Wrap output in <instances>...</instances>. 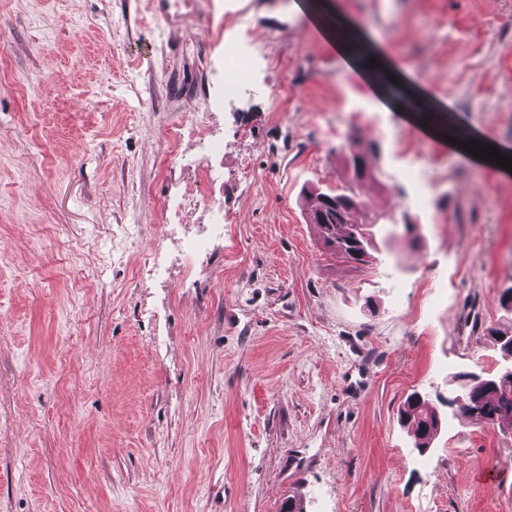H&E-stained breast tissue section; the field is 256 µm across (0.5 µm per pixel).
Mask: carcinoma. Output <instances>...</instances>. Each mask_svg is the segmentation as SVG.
Wrapping results in <instances>:
<instances>
[{"instance_id": "obj_1", "label": "carcinoma", "mask_w": 512, "mask_h": 512, "mask_svg": "<svg viewBox=\"0 0 512 512\" xmlns=\"http://www.w3.org/2000/svg\"><path fill=\"white\" fill-rule=\"evenodd\" d=\"M336 197L347 201L346 209L337 220L321 223L318 215L325 208L324 199ZM305 203L308 221L313 224L325 252L345 262L367 263L376 250L375 238L390 239L395 235L392 227L396 222L386 223L382 215L370 211L359 194V183L350 176L345 178L341 189L335 192L315 190L305 197ZM361 212L363 221H352V214ZM480 392L487 424L494 425L503 419L512 421V383L489 380L480 384ZM400 416L413 427L414 447L430 446L440 430V417L419 394L408 396Z\"/></svg>"}]
</instances>
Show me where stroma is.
Masks as SVG:
<instances>
[{
	"instance_id": "1",
	"label": "stroma",
	"mask_w": 512,
	"mask_h": 512,
	"mask_svg": "<svg viewBox=\"0 0 512 512\" xmlns=\"http://www.w3.org/2000/svg\"><path fill=\"white\" fill-rule=\"evenodd\" d=\"M314 2L0 0V512H512V427L448 404L512 335V175L383 108ZM326 2L512 148V0ZM353 141L362 198L416 225L358 268L302 205ZM224 64L227 73L224 78V100H238L244 90L251 71V60L243 53L238 43L224 41ZM400 416L403 420L411 423L413 427L414 448L416 450L418 448L423 451V454H426L429 448L425 447H430L433 437L441 428L439 415L419 394L414 393L406 399ZM423 437L424 441L419 443Z\"/></svg>"
}]
</instances>
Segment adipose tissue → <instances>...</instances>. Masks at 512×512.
Listing matches in <instances>:
<instances>
[{
	"label": "adipose tissue",
	"instance_id": "obj_1",
	"mask_svg": "<svg viewBox=\"0 0 512 512\" xmlns=\"http://www.w3.org/2000/svg\"><path fill=\"white\" fill-rule=\"evenodd\" d=\"M370 53H362L361 57H353L349 60L352 69L363 74L369 81L376 96L390 100L395 112L404 114L409 123L422 129L432 137H440V128L430 123L427 119L429 113L438 109L436 99L424 84L411 80H404L406 90L405 97L391 98L389 94V82L391 76L400 75V68L389 61H381L380 65L370 63Z\"/></svg>",
	"mask_w": 512,
	"mask_h": 512
}]
</instances>
